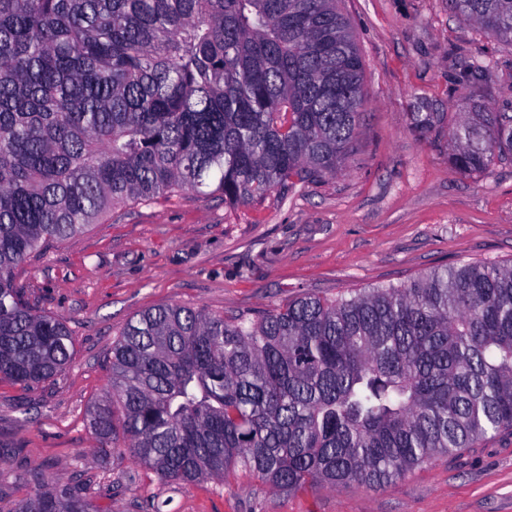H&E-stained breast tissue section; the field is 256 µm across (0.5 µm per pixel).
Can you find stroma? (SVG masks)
<instances>
[{
  "label": "stroma",
  "mask_w": 512,
  "mask_h": 512,
  "mask_svg": "<svg viewBox=\"0 0 512 512\" xmlns=\"http://www.w3.org/2000/svg\"><path fill=\"white\" fill-rule=\"evenodd\" d=\"M364 60L354 150L314 182L231 207L185 193L113 209L31 254L13 273L24 301L72 336L66 369L35 388L0 380V452L12 472L0 512L36 491L85 486L107 512H512V431L433 459L377 488L279 492L240 466L223 481L165 485L127 452L93 455L87 412L111 376L113 343L150 308L252 317L310 293L333 300L439 266L512 263V158L462 174L448 142L462 105L512 107V43L456 18L448 0H338ZM444 115L419 134L418 105Z\"/></svg>",
  "instance_id": "obj_1"
}]
</instances>
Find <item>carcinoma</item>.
Wrapping results in <instances>:
<instances>
[{
  "label": "carcinoma",
  "mask_w": 512,
  "mask_h": 512,
  "mask_svg": "<svg viewBox=\"0 0 512 512\" xmlns=\"http://www.w3.org/2000/svg\"><path fill=\"white\" fill-rule=\"evenodd\" d=\"M512 42V0H448ZM363 60L336 0H0V379L72 357L14 268L112 208L192 191L244 205L336 172L359 129ZM423 134L437 112L411 113ZM512 156V113H458L460 173ZM89 426L165 483L238 464L289 494L396 480L512 430V265L463 263L260 317L143 312L112 346ZM14 512H103L80 487Z\"/></svg>",
  "instance_id": "carcinoma-1"
}]
</instances>
